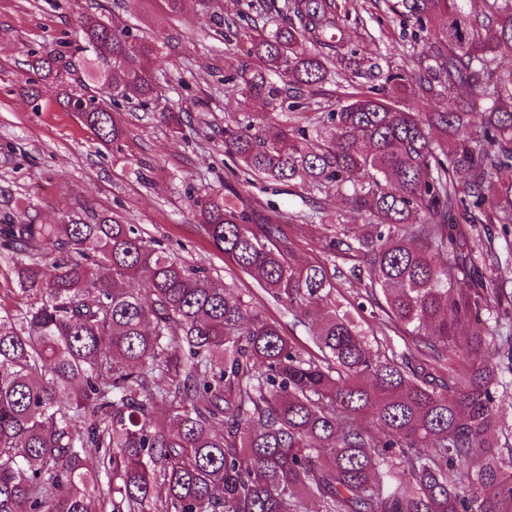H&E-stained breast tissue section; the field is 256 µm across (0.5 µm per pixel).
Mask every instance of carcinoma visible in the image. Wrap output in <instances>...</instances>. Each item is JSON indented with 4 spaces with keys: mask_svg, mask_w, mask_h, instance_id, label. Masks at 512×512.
<instances>
[{
    "mask_svg": "<svg viewBox=\"0 0 512 512\" xmlns=\"http://www.w3.org/2000/svg\"><path fill=\"white\" fill-rule=\"evenodd\" d=\"M465 2L390 3L423 33L418 67L373 62L385 86L354 87L312 119L272 77L318 91L346 30L334 0H285L288 23L246 36L256 65L234 80L287 112L264 129L224 126V152L255 176L334 190L369 219L342 245L363 255L352 274L369 281L368 302L410 337L397 358L380 360L334 306L315 332L323 359L305 358L277 323L119 215H3L27 307L0 316V512H298L305 494L322 512H512V448L490 441L512 336L484 319L512 291L456 232L512 224V68L499 62L512 0ZM79 29L87 80L62 105L115 142L123 130L100 100L155 96V42L94 15ZM61 58L49 50L30 67L58 77ZM460 88L445 111L400 105ZM22 91L39 111L38 80ZM232 193L195 201L211 243L316 316L336 288L324 266L295 265L278 222Z\"/></svg>",
    "mask_w": 512,
    "mask_h": 512,
    "instance_id": "1",
    "label": "carcinoma"
}]
</instances>
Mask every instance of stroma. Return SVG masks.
<instances>
[{"label": "stroma", "mask_w": 512, "mask_h": 512, "mask_svg": "<svg viewBox=\"0 0 512 512\" xmlns=\"http://www.w3.org/2000/svg\"><path fill=\"white\" fill-rule=\"evenodd\" d=\"M250 0H183L172 13L167 0H0V215L24 210L39 223L56 224L79 212L117 213L172 256L203 267L212 281L250 300L305 357L322 353L315 322L274 301L255 279L214 248L199 227L194 202L233 187L246 206L280 217L283 235L299 263H321L336 286V304L358 324L374 353H405L410 342L391 327L379 308H358L365 290L353 278V260L329 244L361 223L335 193L303 185L272 186L224 152V124L263 111L262 102L242 94L231 77L254 63L245 35L254 12ZM348 47L334 82L312 98L310 109L329 111L367 60L414 69L422 42L412 24L393 14L385 0H335ZM93 14L150 33L158 47L154 75L159 87L148 106L119 101L123 128L116 142L101 141L93 129L60 104L73 76L40 81L42 108L32 111L20 87L34 73L32 54L50 42L66 41V59L79 64L81 16ZM236 35L225 40L228 22ZM164 112L183 118L179 133L160 121ZM292 212L316 213L314 223L289 220Z\"/></svg>", "instance_id": "obj_1"}]
</instances>
